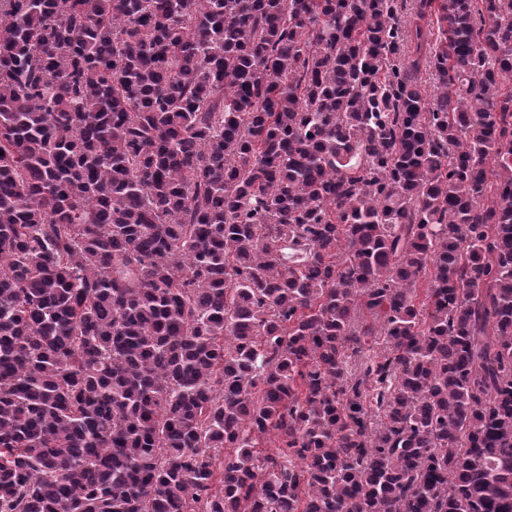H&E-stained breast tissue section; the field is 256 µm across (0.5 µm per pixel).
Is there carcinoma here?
Masks as SVG:
<instances>
[{
	"mask_svg": "<svg viewBox=\"0 0 512 512\" xmlns=\"http://www.w3.org/2000/svg\"><path fill=\"white\" fill-rule=\"evenodd\" d=\"M0 512H512V0H0Z\"/></svg>",
	"mask_w": 512,
	"mask_h": 512,
	"instance_id": "carcinoma-1",
	"label": "carcinoma"
}]
</instances>
